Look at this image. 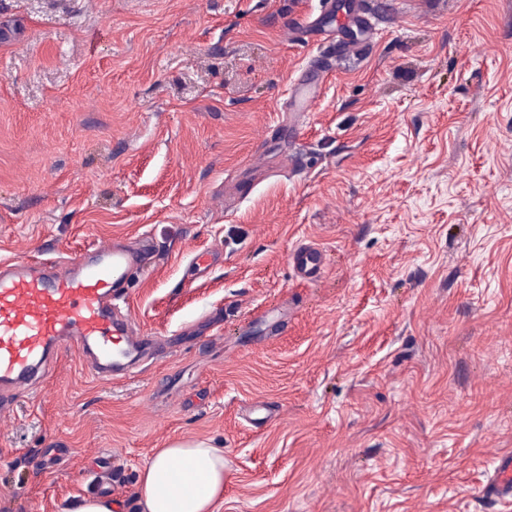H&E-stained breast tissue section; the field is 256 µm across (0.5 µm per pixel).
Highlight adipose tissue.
<instances>
[{"label": "adipose tissue", "mask_w": 512, "mask_h": 512, "mask_svg": "<svg viewBox=\"0 0 512 512\" xmlns=\"http://www.w3.org/2000/svg\"><path fill=\"white\" fill-rule=\"evenodd\" d=\"M137 486L139 512H218L224 451L204 441H175L154 451Z\"/></svg>", "instance_id": "obj_1"}]
</instances>
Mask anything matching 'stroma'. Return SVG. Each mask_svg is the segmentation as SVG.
I'll use <instances>...</instances> for the list:
<instances>
[{
	"mask_svg": "<svg viewBox=\"0 0 512 512\" xmlns=\"http://www.w3.org/2000/svg\"><path fill=\"white\" fill-rule=\"evenodd\" d=\"M351 3L378 36L332 56L288 34L327 0H0V262L148 238L119 305L162 340L18 395L0 512H63L106 454L137 512L183 438L224 451L219 512H485L512 452V0ZM323 250L314 243H300L290 255L296 275L303 280H316L323 269Z\"/></svg>",
	"mask_w": 512,
	"mask_h": 512,
	"instance_id": "stroma-1",
	"label": "stroma"
}]
</instances>
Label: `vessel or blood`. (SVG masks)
<instances>
[{
    "mask_svg": "<svg viewBox=\"0 0 512 512\" xmlns=\"http://www.w3.org/2000/svg\"><path fill=\"white\" fill-rule=\"evenodd\" d=\"M149 250L144 239L134 246L116 241L74 262L0 264V421L12 415L14 395L44 377L61 353L78 352L100 379L128 373L125 360L144 339L134 335L117 301ZM323 260L313 243L298 244L290 255L304 280L320 275ZM485 491L512 504V453L499 459Z\"/></svg>",
    "mask_w": 512,
    "mask_h": 512,
    "instance_id": "1",
    "label": "vessel or blood"
}]
</instances>
